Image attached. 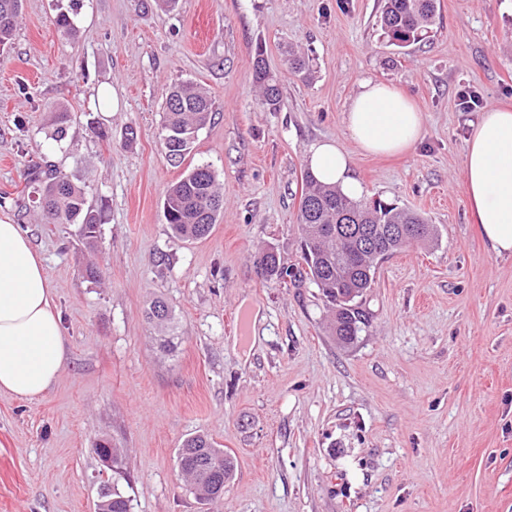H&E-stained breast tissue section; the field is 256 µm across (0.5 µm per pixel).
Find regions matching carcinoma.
I'll use <instances>...</instances> for the list:
<instances>
[{"instance_id": "carcinoma-1", "label": "carcinoma", "mask_w": 512, "mask_h": 512, "mask_svg": "<svg viewBox=\"0 0 512 512\" xmlns=\"http://www.w3.org/2000/svg\"><path fill=\"white\" fill-rule=\"evenodd\" d=\"M23 0H0V47L11 44L21 15ZM436 0H384L381 27L388 41L403 46L422 40L436 15ZM285 63L288 73L309 70V61L290 49ZM253 82L259 90V104L270 112L280 109V79L258 56L253 67ZM162 142L171 160L183 158L191 149L198 132L211 120L212 100L207 91L191 83L175 86L162 107ZM296 218L302 239V263L281 265L280 259L261 264L270 278L309 279L316 285L331 310L335 311L331 329L343 344L355 341L361 325L367 322L365 311L356 299L363 297L374 283L378 265L414 242H432L437 228L419 213L382 201L372 203L351 199L334 186L317 183L305 174ZM27 183L34 186L45 224H77L79 235L92 244L100 233V212L88 205L83 190L68 175L46 161L31 168ZM224 196L218 189L215 173L207 166L187 170L166 192L163 208L173 234L184 240L202 239L210 233L223 209ZM403 224H417L415 238L394 234ZM149 321L164 326L171 319L169 308L154 299L146 310ZM99 459H112V483L103 485L100 512H131L130 496L121 488L126 480L121 451L102 441L96 448ZM177 464L192 487L210 486L214 497L224 494V484L235 470L234 457L205 434L183 440Z\"/></svg>"}]
</instances>
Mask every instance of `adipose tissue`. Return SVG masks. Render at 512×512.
Wrapping results in <instances>:
<instances>
[{
	"mask_svg": "<svg viewBox=\"0 0 512 512\" xmlns=\"http://www.w3.org/2000/svg\"><path fill=\"white\" fill-rule=\"evenodd\" d=\"M345 128L363 153L407 151L421 137L425 115L403 90L373 79L359 84L344 114ZM312 177L362 196L350 152L334 140L313 143ZM463 188L473 223L491 251L512 256V109L491 107L466 140ZM66 361L60 314L42 262L10 218H0V391L41 396Z\"/></svg>",
	"mask_w": 512,
	"mask_h": 512,
	"instance_id": "adipose-tissue-1",
	"label": "adipose tissue"
}]
</instances>
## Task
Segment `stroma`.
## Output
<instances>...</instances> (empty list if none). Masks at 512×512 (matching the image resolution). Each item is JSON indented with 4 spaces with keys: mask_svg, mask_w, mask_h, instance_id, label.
<instances>
[{
    "mask_svg": "<svg viewBox=\"0 0 512 512\" xmlns=\"http://www.w3.org/2000/svg\"><path fill=\"white\" fill-rule=\"evenodd\" d=\"M380 14L381 0H24L0 51V217L43 261L66 363L37 398L0 392V512H96L102 439L122 451L131 512H512V257L471 222L462 170L480 113L458 106L468 88L512 107V0H438L428 37L406 48ZM286 45L308 77L285 73ZM259 54L280 76V111L258 102ZM367 78L407 92L426 122L404 154L354 153L363 197L423 214L438 237L380 264L369 323L343 345L312 282L266 278L257 260L272 248L299 261L308 150L349 144L343 115ZM185 81L215 114L175 162L161 105ZM59 109L71 122L57 142ZM45 159L101 209L95 245L15 206ZM201 165L224 209L206 238L181 241L163 198ZM156 297L170 354L144 317ZM197 432L236 463L210 503L176 464Z\"/></svg>",
    "mask_w": 512,
    "mask_h": 512,
    "instance_id": "1",
    "label": "stroma"
}]
</instances>
